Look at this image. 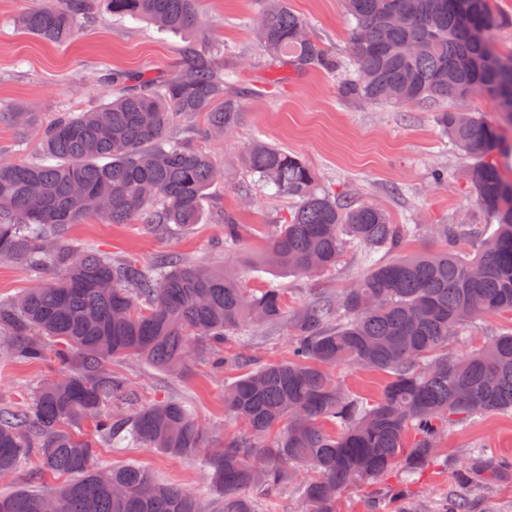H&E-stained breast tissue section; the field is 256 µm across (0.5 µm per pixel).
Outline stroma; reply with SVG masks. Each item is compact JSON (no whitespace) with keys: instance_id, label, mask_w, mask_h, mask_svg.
Returning <instances> with one entry per match:
<instances>
[{"instance_id":"1","label":"stroma","mask_w":512,"mask_h":512,"mask_svg":"<svg viewBox=\"0 0 512 512\" xmlns=\"http://www.w3.org/2000/svg\"><path fill=\"white\" fill-rule=\"evenodd\" d=\"M33 3L0 0V156L34 159L41 150L39 130L56 112H84L110 101L113 89L102 77L104 68L158 77L176 68L187 45L203 50L209 42L219 41L225 63L238 69L235 89L241 119L233 134L202 138L201 115L177 128L180 137L201 141L224 171L223 179L208 192L202 224L164 234L147 224H111L93 217L72 226L69 236L75 245H89L112 258L144 265L170 254L237 272L247 288L273 282L287 290L289 315L303 309L315 292L336 296L364 273L362 256H345L335 271L309 277L246 268L239 264L238 253L225 250L224 226L215 220V213L233 211L243 229L241 251L258 255L293 205L291 199L255 187L240 165L243 147L256 138L300 154L315 169L320 187L356 203L378 205L393 223L418 225L417 235L406 244L408 251L436 248L430 225L483 221L459 175L469 160L441 137L433 108L412 104L394 109L347 98L341 92L340 69L279 78L251 31L259 0H202L203 35L192 42L145 21L117 19L101 7L63 45L16 27L15 18ZM290 4L306 19L315 38L338 58L348 56L350 30L340 0H290ZM17 110L33 117L34 127L23 141L10 120ZM437 168L451 173L447 186H435L432 172ZM293 335L285 320L248 332L233 351L248 355L256 366L283 361ZM54 371L53 362L27 363L0 353V407L22 406L32 387ZM112 372L127 383V395L118 402L126 411L154 400L184 401L206 424L213 448L221 447L225 432L234 428L224 413V387L238 374L233 366L219 371L201 366L173 377L140 359L126 358L113 362ZM477 446L488 448L496 458L512 460V415L489 414L475 424L450 429L442 445L443 460L417 477L408 499L419 501L428 512H439L454 486L446 457L464 456ZM97 461L108 466L140 465L157 479L192 491L204 512H215L216 494L195 461L170 458L150 448L107 447L98 448ZM468 499L471 512H512V469L498 475L492 490L472 489ZM403 508V502L383 495L378 480L347 486L336 505L337 512H402Z\"/></svg>"}]
</instances>
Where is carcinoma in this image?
<instances>
[{"label":"carcinoma","instance_id":"obj_1","mask_svg":"<svg viewBox=\"0 0 512 512\" xmlns=\"http://www.w3.org/2000/svg\"><path fill=\"white\" fill-rule=\"evenodd\" d=\"M119 18L145 19L170 32H197L198 0H104ZM351 27L347 60L338 62L307 32L289 0H262L255 33L267 56L296 73L346 68L342 93L370 104L437 105L441 134L472 162L464 179L483 224H441V246L402 253L417 232L393 224L383 208L355 205L316 187L299 155L260 140L241 154L257 186L294 199L275 227L264 264L297 275L325 274L349 252L369 270L332 298L317 294L293 320L288 360L248 369L224 389V409L243 428L209 448L204 427L183 401L156 400L127 414L103 413L126 392L112 360L136 356L159 371L227 363L224 344L248 325L281 320L285 291L249 289L225 270L162 255L151 266L75 249L66 233L100 216L111 224L141 220L163 230L201 221V204L218 172L212 155L169 135L177 118L206 117L203 135L235 131L239 103L228 93L235 72L220 67L224 48L184 50L164 78L112 70V101L88 112H59L41 132L42 156L0 158V261L21 260L41 279L0 300V335L19 360L53 361L21 409H0V473L28 468L65 477L52 493L19 486L0 493V512H202L188 490L135 464L102 467L98 442L78 426L91 422L109 446L152 448L197 458L218 496L219 512H264L251 495L295 486L300 512H336L338 493L357 481L398 472L388 493L409 485L439 460L448 429L489 413L512 415V329L465 355L452 346L484 315L512 320V180L498 158L512 154L502 126L466 108L492 101L512 124V53L474 41L471 24L502 23L493 0H342ZM97 0H39L17 19L50 42L71 40ZM224 248L242 225L220 214ZM337 368L388 374L369 401L335 376ZM459 483L491 484L508 463L476 448L451 462Z\"/></svg>","mask_w":512,"mask_h":512}]
</instances>
